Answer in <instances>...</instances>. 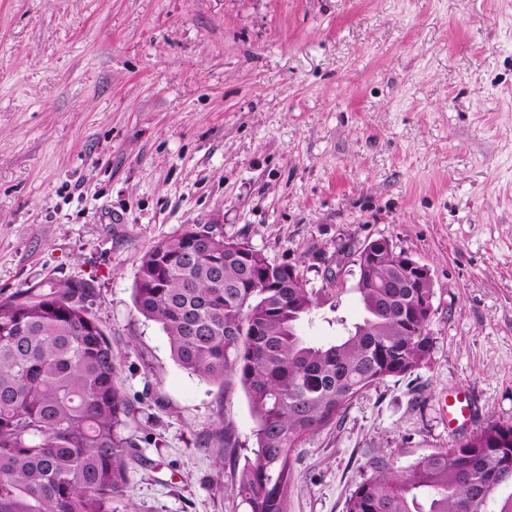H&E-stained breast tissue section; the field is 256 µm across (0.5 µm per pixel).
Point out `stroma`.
<instances>
[{
	"instance_id": "1",
	"label": "stroma",
	"mask_w": 512,
	"mask_h": 512,
	"mask_svg": "<svg viewBox=\"0 0 512 512\" xmlns=\"http://www.w3.org/2000/svg\"><path fill=\"white\" fill-rule=\"evenodd\" d=\"M187 230L296 267L319 343L361 317L337 253L384 238L431 271L429 360L296 448L288 512L454 444L450 390L512 423V0H0V298L92 284L137 410L125 505L247 512L244 389L134 305L142 255Z\"/></svg>"
}]
</instances>
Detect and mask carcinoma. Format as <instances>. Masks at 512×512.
I'll return each mask as SVG.
<instances>
[{"label":"carcinoma","mask_w":512,"mask_h":512,"mask_svg":"<svg viewBox=\"0 0 512 512\" xmlns=\"http://www.w3.org/2000/svg\"><path fill=\"white\" fill-rule=\"evenodd\" d=\"M399 255L358 284L361 319L330 343L304 336L319 303L302 276L246 243L204 232L162 240L141 258L134 304L160 325L184 370L245 389L255 447L234 468L248 512H288L294 448L363 390L431 356V288H383ZM86 281L44 282L0 299V512H115L139 460L135 416ZM512 488V423H490L397 470L372 466L345 512H486Z\"/></svg>","instance_id":"cac0c4a2"}]
</instances>
